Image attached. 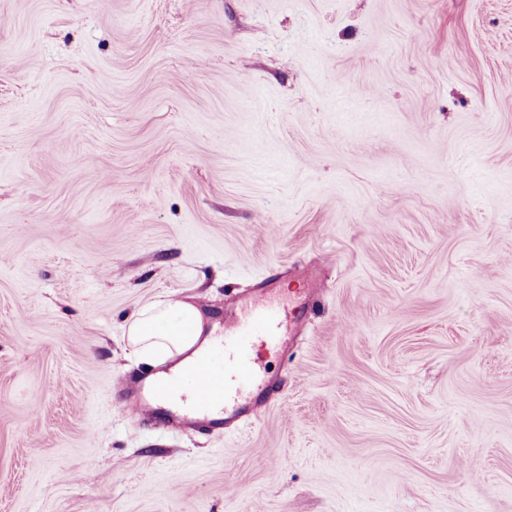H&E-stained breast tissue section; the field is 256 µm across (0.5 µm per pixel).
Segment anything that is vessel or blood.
<instances>
[{
	"mask_svg": "<svg viewBox=\"0 0 512 512\" xmlns=\"http://www.w3.org/2000/svg\"><path fill=\"white\" fill-rule=\"evenodd\" d=\"M305 321L304 312L270 301L267 288H260L254 297L224 312L223 364H216L209 351L186 368V375L194 380L192 403L168 407L157 387L141 382L122 384L124 404L166 429H220L255 418L268 402L271 387L260 377L254 346L281 351L290 325Z\"/></svg>",
	"mask_w": 512,
	"mask_h": 512,
	"instance_id": "1",
	"label": "vessel or blood"
}]
</instances>
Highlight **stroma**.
<instances>
[{
    "mask_svg": "<svg viewBox=\"0 0 512 512\" xmlns=\"http://www.w3.org/2000/svg\"><path fill=\"white\" fill-rule=\"evenodd\" d=\"M262 280L254 423L122 410ZM0 512H512V0H0ZM204 330L196 306L177 300L139 311L129 324L128 336L143 358L160 365L193 350Z\"/></svg>",
    "mask_w": 512,
    "mask_h": 512,
    "instance_id": "1",
    "label": "stroma"
}]
</instances>
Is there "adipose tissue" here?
<instances>
[{"label": "adipose tissue", "mask_w": 512, "mask_h": 512, "mask_svg": "<svg viewBox=\"0 0 512 512\" xmlns=\"http://www.w3.org/2000/svg\"><path fill=\"white\" fill-rule=\"evenodd\" d=\"M204 332L199 310L190 302L158 303L139 311L128 327V336L136 351L152 364L170 363L163 380H179L181 390L192 387L190 379L181 377L171 361L193 350Z\"/></svg>", "instance_id": "adipose-tissue-1"}]
</instances>
